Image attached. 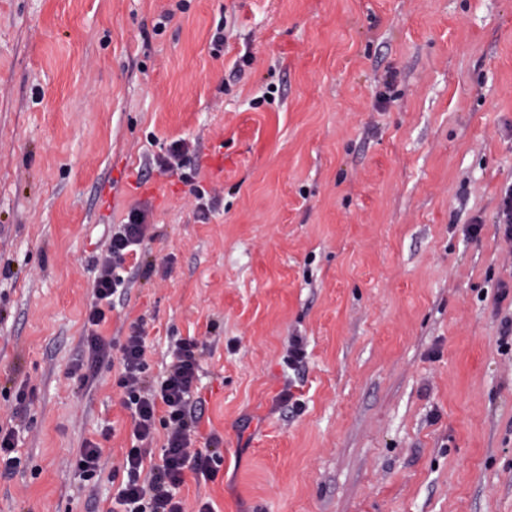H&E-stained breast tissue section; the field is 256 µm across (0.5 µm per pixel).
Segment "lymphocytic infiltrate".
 Returning <instances> with one entry per match:
<instances>
[{
	"label": "lymphocytic infiltrate",
	"instance_id": "obj_1",
	"mask_svg": "<svg viewBox=\"0 0 512 512\" xmlns=\"http://www.w3.org/2000/svg\"><path fill=\"white\" fill-rule=\"evenodd\" d=\"M148 238L144 210L132 208L126 222L113 227L97 261L93 301L84 324L86 356L81 367L86 373L96 372L110 356L112 343L100 329L108 321L115 296L125 290L122 271L127 257L137 254ZM206 348L203 340H180L163 374L152 377L148 374L144 329L141 324H132L125 343L118 348L123 368L118 384L123 390L122 404L130 412L135 444L125 456V478L113 493L107 512H185L175 491L186 473L214 477L215 466L221 460L219 448L194 445L199 417L193 386L199 358ZM160 428L166 431L162 454L158 462L146 464V450Z\"/></svg>",
	"mask_w": 512,
	"mask_h": 512
}]
</instances>
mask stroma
Listing matches in <instances>:
<instances>
[{
    "label": "stroma",
    "mask_w": 512,
    "mask_h": 512,
    "mask_svg": "<svg viewBox=\"0 0 512 512\" xmlns=\"http://www.w3.org/2000/svg\"><path fill=\"white\" fill-rule=\"evenodd\" d=\"M179 139L189 183L156 166ZM510 185L512 0H0V423L27 394L0 512L122 481L120 365L68 372L135 206L153 271L102 333L143 323L153 375L208 342L195 445L223 458L187 512H512ZM103 448L97 442L89 441L80 449L78 469L85 480L93 479L101 466Z\"/></svg>",
    "instance_id": "35a3bbf8"
}]
</instances>
